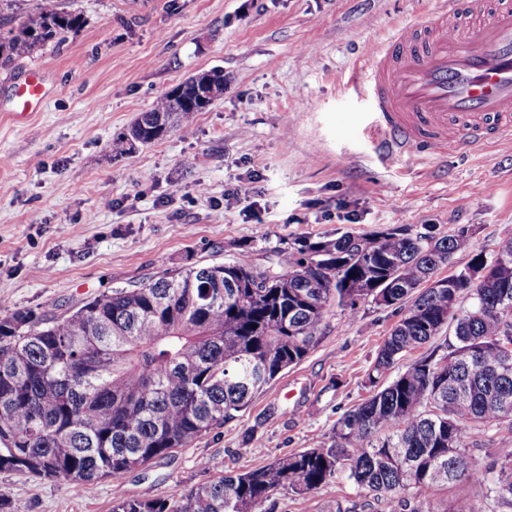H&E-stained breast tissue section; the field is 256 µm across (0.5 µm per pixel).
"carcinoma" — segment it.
Returning a JSON list of instances; mask_svg holds the SVG:
<instances>
[{"mask_svg":"<svg viewBox=\"0 0 512 512\" xmlns=\"http://www.w3.org/2000/svg\"><path fill=\"white\" fill-rule=\"evenodd\" d=\"M81 15L42 0L0 36V69L59 45ZM214 99L192 76L164 93L134 125L150 144L191 128ZM472 235L461 225L338 232L295 239L288 254L257 262L248 251L213 265L166 272L104 291L75 310L0 314V471L62 481L107 479L112 512H254L273 492L306 493L344 473L390 512L410 486L468 485L512 510V449L481 462L473 451L493 425L512 430V357L497 343L512 327V240L473 256V278L433 288ZM384 295L403 314L379 348L376 391L336 422L329 444L244 473L217 476L177 500L138 499L127 474L232 419L316 342L333 305L350 315ZM470 300L464 307V300ZM391 382L386 373L444 330Z\"/></svg>","mask_w":512,"mask_h":512,"instance_id":"cac0c4a2","label":"carcinoma"}]
</instances>
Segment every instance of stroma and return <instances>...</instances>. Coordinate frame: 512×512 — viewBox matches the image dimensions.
<instances>
[{"label":"stroma","instance_id":"obj_1","mask_svg":"<svg viewBox=\"0 0 512 512\" xmlns=\"http://www.w3.org/2000/svg\"><path fill=\"white\" fill-rule=\"evenodd\" d=\"M438 0H58L84 26L0 70V304L61 314L115 287L240 250L261 259L300 236L436 225L473 234L453 259L494 257L512 239V142L430 159L381 158L370 105L346 88L359 55ZM223 70V95L188 131L125 155L112 141L187 77ZM41 106L15 115L29 71ZM109 198L111 207L99 202ZM400 315L371 301L331 306L307 356L234 419L148 468L129 495L177 498L228 473L328 443L337 419L373 388L368 375ZM7 512H112V485L0 471ZM466 486L403 492L416 512H446ZM256 512H389L338 477L274 492Z\"/></svg>","mask_w":512,"mask_h":512}]
</instances>
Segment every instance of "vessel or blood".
I'll return each mask as SVG.
<instances>
[{
    "label": "vessel or blood",
    "instance_id": "vessel-or-blood-1",
    "mask_svg": "<svg viewBox=\"0 0 512 512\" xmlns=\"http://www.w3.org/2000/svg\"><path fill=\"white\" fill-rule=\"evenodd\" d=\"M347 87L369 98V135L388 159L512 139V0H440L426 22L361 60ZM43 96L29 73L17 107L30 111Z\"/></svg>",
    "mask_w": 512,
    "mask_h": 512
}]
</instances>
